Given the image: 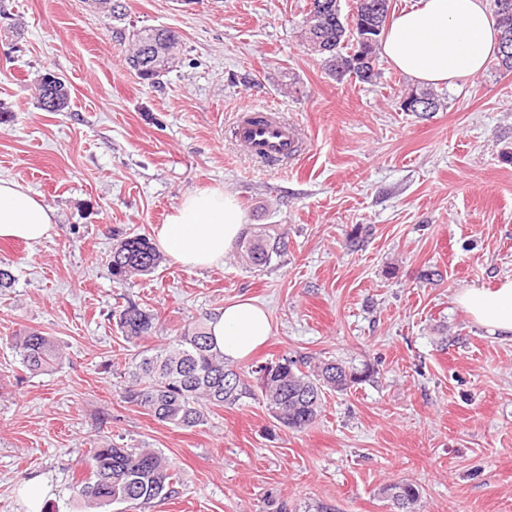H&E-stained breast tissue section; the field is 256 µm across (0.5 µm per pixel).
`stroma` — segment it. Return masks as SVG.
<instances>
[{
  "instance_id": "35a3bbf8",
  "label": "stroma",
  "mask_w": 512,
  "mask_h": 512,
  "mask_svg": "<svg viewBox=\"0 0 512 512\" xmlns=\"http://www.w3.org/2000/svg\"><path fill=\"white\" fill-rule=\"evenodd\" d=\"M124 3L118 21L88 0H0V177L55 214L40 243L0 240L15 277L0 289V512H25L33 475L54 485L44 512H86L73 485L104 441L159 449L179 472L138 512H391L381 490L401 480L417 512H512V342L455 300L512 277V71L489 63L439 88L440 111L406 112L415 84L388 62L374 82L339 80L304 48L308 0ZM143 27L182 40L155 85L125 63ZM48 70L69 87L60 112L35 98ZM245 104L288 118L304 154L247 155L231 135ZM212 187L285 250L255 266L235 246L203 270L166 257L113 282V233L153 236L183 193ZM128 299L157 313L153 337H123ZM240 299L272 334L238 368L337 358L370 380L326 393L301 432L257 399L190 430L124 403L132 354ZM26 329L58 343L52 372L22 367L11 339Z\"/></svg>"
}]
</instances>
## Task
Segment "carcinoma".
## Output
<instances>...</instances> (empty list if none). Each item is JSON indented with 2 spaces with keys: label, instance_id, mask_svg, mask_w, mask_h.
Masks as SVG:
<instances>
[{
  "label": "carcinoma",
  "instance_id": "obj_1",
  "mask_svg": "<svg viewBox=\"0 0 512 512\" xmlns=\"http://www.w3.org/2000/svg\"><path fill=\"white\" fill-rule=\"evenodd\" d=\"M322 7L308 9L302 38L311 54L323 59L336 78L353 76L371 82L380 75L378 46L391 0H374L380 5L378 30L370 32L374 42L361 39L363 28L371 20L368 13L357 14L355 29L341 13L340 0H316ZM499 29L512 32V0H494ZM134 48L126 64L140 71L137 63L145 45L154 46L157 60L144 80H154L170 68L169 60L179 47V36L169 29L132 32ZM361 58L355 68L339 66L338 61ZM424 99L437 112L442 98L430 89L415 91L406 101ZM284 237L273 243L254 242L247 247L250 260L267 264L281 252ZM162 262L153 242L143 234L116 235L108 257L112 278L125 282L133 276L152 273ZM117 325L129 342L146 339L156 333L158 317L140 304L128 300L117 314ZM12 347L21 364L31 374L50 371L61 359L59 346L38 331L13 337ZM127 377L122 388L124 402L136 406L154 420L179 429L206 424L214 407L234 406L245 398L260 399L272 417L282 426L303 431L321 413L326 392L344 393L369 376V368L358 369L336 360L315 363L305 357L283 356L240 372L224 353L217 350L208 336L205 323L185 329L167 344L143 350L125 366ZM178 473L172 462L152 448H125L118 443L93 448L88 475L74 486L75 495L93 508L126 504L131 509L162 500L175 492ZM382 495L393 505L394 512H416L420 498L418 487L401 480L382 488Z\"/></svg>",
  "mask_w": 512,
  "mask_h": 512
}]
</instances>
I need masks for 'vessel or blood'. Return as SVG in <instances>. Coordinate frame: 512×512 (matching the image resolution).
<instances>
[{
    "label": "vessel or blood",
    "instance_id": "1",
    "mask_svg": "<svg viewBox=\"0 0 512 512\" xmlns=\"http://www.w3.org/2000/svg\"><path fill=\"white\" fill-rule=\"evenodd\" d=\"M232 135L251 157L278 164L295 157L301 142L294 127L274 110L242 106L235 116Z\"/></svg>",
    "mask_w": 512,
    "mask_h": 512
}]
</instances>
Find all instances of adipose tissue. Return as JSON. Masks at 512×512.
<instances>
[{
    "instance_id": "obj_1",
    "label": "adipose tissue",
    "mask_w": 512,
    "mask_h": 512,
    "mask_svg": "<svg viewBox=\"0 0 512 512\" xmlns=\"http://www.w3.org/2000/svg\"><path fill=\"white\" fill-rule=\"evenodd\" d=\"M499 46L488 0H419L391 14L380 44L392 67L431 86L481 74ZM51 208L28 188L0 178V239L39 243L52 229ZM245 232V215L235 198L219 188L185 193L155 230L158 246L188 269L223 263ZM472 319L492 335L512 341V278L493 288H468L457 296ZM217 349L230 360L249 356L272 333L267 313L248 300L224 306L208 323Z\"/></svg>"
}]
</instances>
